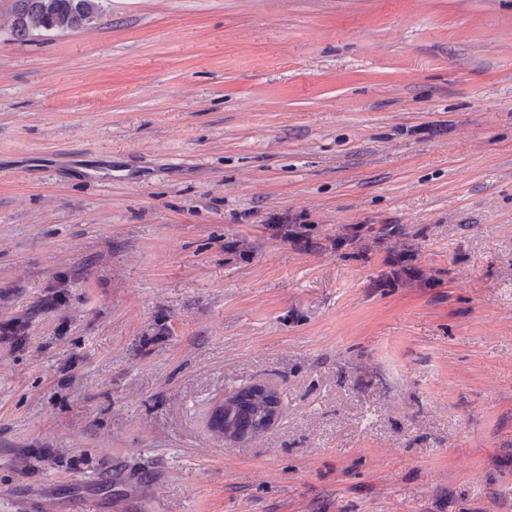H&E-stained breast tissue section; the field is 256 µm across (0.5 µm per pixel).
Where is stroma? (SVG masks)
Instances as JSON below:
<instances>
[{
	"mask_svg": "<svg viewBox=\"0 0 512 512\" xmlns=\"http://www.w3.org/2000/svg\"><path fill=\"white\" fill-rule=\"evenodd\" d=\"M102 5L0 0V512H512V0ZM13 33L25 40L37 28L74 31L89 28L103 18L102 0H10ZM258 395L264 398V414L260 421V427L267 432L275 423L279 415V403L276 392L271 387L258 386ZM239 400L234 401L232 407L222 411L218 416L216 409L211 420V428L215 433L223 434L224 427H229L238 432L246 440L255 437L257 417H261V400L255 397L250 389L238 393Z\"/></svg>",
	"mask_w": 512,
	"mask_h": 512,
	"instance_id": "obj_1",
	"label": "stroma"
}]
</instances>
